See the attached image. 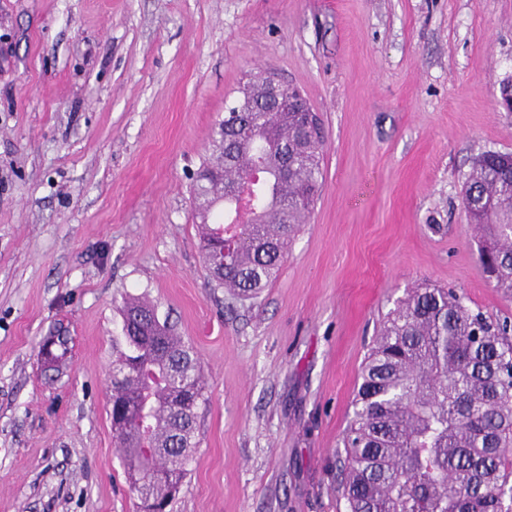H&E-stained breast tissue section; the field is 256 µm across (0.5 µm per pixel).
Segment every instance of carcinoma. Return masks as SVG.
Segmentation results:
<instances>
[{
  "label": "carcinoma",
  "mask_w": 512,
  "mask_h": 512,
  "mask_svg": "<svg viewBox=\"0 0 512 512\" xmlns=\"http://www.w3.org/2000/svg\"><path fill=\"white\" fill-rule=\"evenodd\" d=\"M224 113L194 193L212 279L240 299L275 278L321 184V126L303 112L258 110V98ZM482 154L462 204L482 229L480 258L494 287L512 292V164ZM125 349L112 378V441L130 490L164 512L187 475L202 367L193 346L139 298L121 308ZM70 348L42 340L57 369ZM512 340L453 289L416 288L389 312L365 358L354 415L342 436L340 486L348 512H512Z\"/></svg>",
  "instance_id": "carcinoma-1"
}]
</instances>
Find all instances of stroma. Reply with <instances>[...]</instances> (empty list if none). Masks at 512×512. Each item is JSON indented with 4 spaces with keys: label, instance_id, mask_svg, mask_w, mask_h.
<instances>
[{
    "label": "stroma",
    "instance_id": "1",
    "mask_svg": "<svg viewBox=\"0 0 512 512\" xmlns=\"http://www.w3.org/2000/svg\"><path fill=\"white\" fill-rule=\"evenodd\" d=\"M268 70L322 119V188L240 301L202 259L193 185ZM509 79L512 0H0V512H137L109 404L130 295L203 369L171 512H347L336 451L382 317L439 287L512 323L461 200L477 156L512 153ZM38 352L40 358H42L46 364L59 370L66 364L70 348L50 344L44 337L40 343Z\"/></svg>",
    "mask_w": 512,
    "mask_h": 512
}]
</instances>
